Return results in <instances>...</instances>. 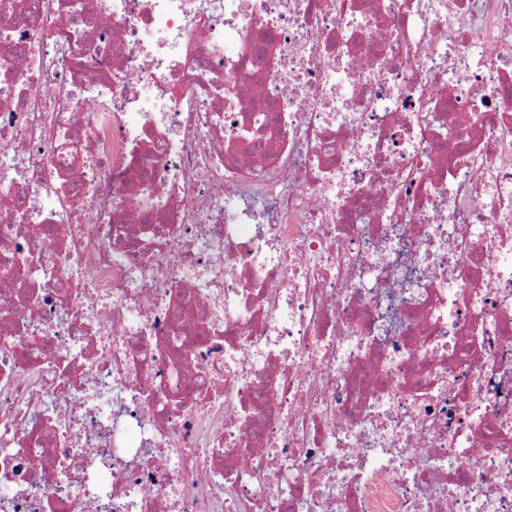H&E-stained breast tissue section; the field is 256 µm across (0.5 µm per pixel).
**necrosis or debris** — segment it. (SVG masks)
I'll list each match as a JSON object with an SVG mask.
<instances>
[{"mask_svg":"<svg viewBox=\"0 0 512 512\" xmlns=\"http://www.w3.org/2000/svg\"><path fill=\"white\" fill-rule=\"evenodd\" d=\"M0 7V512H512V0Z\"/></svg>","mask_w":512,"mask_h":512,"instance_id":"4bbe7bcc","label":"necrosis or debris"}]
</instances>
